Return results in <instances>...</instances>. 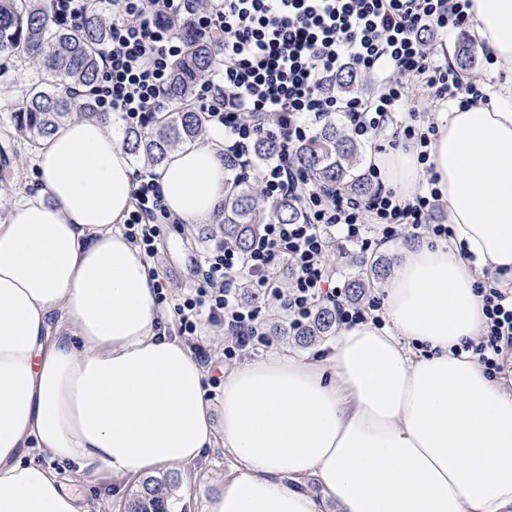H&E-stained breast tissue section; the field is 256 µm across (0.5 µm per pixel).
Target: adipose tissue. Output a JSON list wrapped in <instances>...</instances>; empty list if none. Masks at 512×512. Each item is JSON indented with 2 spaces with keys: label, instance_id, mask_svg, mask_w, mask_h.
I'll return each mask as SVG.
<instances>
[{
  "label": "adipose tissue",
  "instance_id": "obj_1",
  "mask_svg": "<svg viewBox=\"0 0 512 512\" xmlns=\"http://www.w3.org/2000/svg\"><path fill=\"white\" fill-rule=\"evenodd\" d=\"M470 14L505 83L438 113L429 165L369 155L407 201L435 176L453 237L397 243L383 326L343 330L321 360L226 372L218 426L204 368L156 331L157 281L124 236L138 168L120 116L71 121L37 148L39 189L0 224V512H88L31 450L121 479L219 440L239 467L206 512H319L292 485L307 475L343 512H512V395L461 349L486 321L477 284L512 280V0ZM155 175L172 220H212L230 179L223 129Z\"/></svg>",
  "mask_w": 512,
  "mask_h": 512
}]
</instances>
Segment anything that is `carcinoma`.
Wrapping results in <instances>:
<instances>
[{
  "label": "carcinoma",
  "mask_w": 512,
  "mask_h": 512,
  "mask_svg": "<svg viewBox=\"0 0 512 512\" xmlns=\"http://www.w3.org/2000/svg\"><path fill=\"white\" fill-rule=\"evenodd\" d=\"M173 30L187 48L173 64L165 91L170 108L158 113L150 127H129L124 132V147L150 167L161 165L179 144L203 136V114L192 101L193 87L214 68L218 57L217 47L196 37L186 21L173 22ZM107 32L108 22L95 11L75 29L52 22L40 0H0V76L15 67H33L25 99L13 119L16 132L33 146L72 118L97 114L92 92L100 74L98 49ZM476 61L469 43L455 48L453 64L458 69H471ZM278 152L277 140L263 138L255 155L268 159ZM358 153L351 136L327 125L295 152L293 162L321 187L367 197L374 188L358 167ZM269 219L295 224L301 212L288 198L259 204L257 184L247 178H235L224 187V205L217 215L224 242L248 249L259 225ZM335 334L336 313L330 307L320 309L307 326L293 332L300 341ZM176 483L171 474L146 478L132 494L126 512H169Z\"/></svg>",
  "instance_id": "obj_1"
}]
</instances>
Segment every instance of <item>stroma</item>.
<instances>
[{
  "label": "stroma",
  "mask_w": 512,
  "mask_h": 512,
  "mask_svg": "<svg viewBox=\"0 0 512 512\" xmlns=\"http://www.w3.org/2000/svg\"><path fill=\"white\" fill-rule=\"evenodd\" d=\"M28 74L13 72L8 88L0 87V221L4 220L12 206L36 188L33 171L35 150L26 138L16 135L12 114L21 106L25 97ZM202 225L180 226L167 224L160 237L156 266L163 272L169 292L179 293L194 284L192 260L203 255L211 241L202 234ZM203 345L211 356L206 366L208 376L203 389L212 408V417H219L220 397L211 384L212 378L248 362L275 353L297 356L321 357L328 346L320 340L308 346H299L291 337L276 336L268 348L250 351L228 361L224 358V337L220 331L208 329ZM45 465L59 472L68 489L81 497L89 512H124V504L139 487L141 479L129 476L114 479L103 473L81 471L66 459L45 458ZM238 464L224 450L223 443H216L204 455L190 464L178 466V486L173 492L171 504L175 512H205L207 500L213 496L223 481L235 474Z\"/></svg>",
  "instance_id": "obj_1"
}]
</instances>
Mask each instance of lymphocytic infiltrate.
<instances>
[{
  "label": "lymphocytic infiltrate",
  "instance_id": "lymphocytic-infiltrate-1",
  "mask_svg": "<svg viewBox=\"0 0 512 512\" xmlns=\"http://www.w3.org/2000/svg\"><path fill=\"white\" fill-rule=\"evenodd\" d=\"M107 3L112 23L99 50L100 110L144 126L166 109L169 62L183 47L160 19H189L219 48L220 74L198 82L195 102L207 127L223 129L225 161L247 169L256 141L277 139V159L257 170L260 195L267 201L291 198L303 216L297 224L268 221L244 251L215 241L197 266V286L176 299L158 286L157 302L173 305L177 336L190 342L204 328H223L231 338L224 348L228 359L269 346L259 308L241 297L246 286L272 296L289 329L305 326L326 304L334 307L338 324L353 326L364 321L365 312L347 299L328 262L333 238L366 251L373 243L423 231L451 237L450 225L429 221L436 190H421L413 202H402L394 189L381 185L372 167L367 177L378 188L358 199L341 188L316 187L292 157L317 125L340 113L353 137L388 138L391 147L415 150L419 162H427L436 128L420 133L401 120L409 84H421L433 99L458 107L487 96L486 78L463 81L436 60L438 37L468 24L471 0H48L47 11L57 23L73 26ZM347 68L372 80L375 94L341 97L330 90V79ZM166 218L153 177L141 175L124 226L147 258L158 254ZM280 268L288 274L284 289L275 284ZM481 294L486 323L463 348L494 376L512 370V286L493 284Z\"/></svg>",
  "mask_w": 512,
  "mask_h": 512
}]
</instances>
